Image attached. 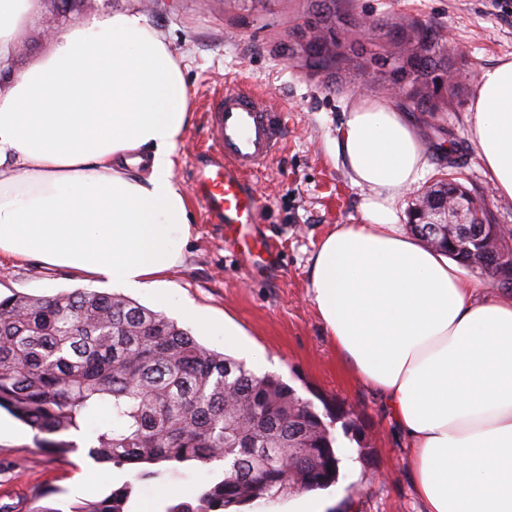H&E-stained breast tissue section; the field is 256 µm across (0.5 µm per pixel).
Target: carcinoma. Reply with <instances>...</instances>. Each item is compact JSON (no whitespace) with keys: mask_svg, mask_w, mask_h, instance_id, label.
<instances>
[{"mask_svg":"<svg viewBox=\"0 0 512 512\" xmlns=\"http://www.w3.org/2000/svg\"><path fill=\"white\" fill-rule=\"evenodd\" d=\"M341 16L329 9L314 32L322 35L327 74L343 78L361 65L343 50ZM398 45L377 58V82L390 83L411 112L436 109L440 93L458 94L457 71L437 34L418 22L399 26ZM478 224H461L448 257L496 288L512 262V225H495L498 245L484 251L487 211ZM0 409L34 432L38 447L66 459L79 450L69 439L93 426L87 456L134 471L137 480L175 471L187 462L224 465L217 481L163 512H228L257 501L336 484L341 458L331 424L365 449L355 414L338 406L320 413L314 403L274 374L258 375L242 360L200 343L166 315L116 294L92 289L52 297L14 294L0 300ZM290 448H311V463L295 475L283 467ZM129 481L68 512H136Z\"/></svg>","mask_w":512,"mask_h":512,"instance_id":"obj_1","label":"carcinoma"}]
</instances>
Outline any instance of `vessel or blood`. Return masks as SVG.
<instances>
[{
	"label": "vessel or blood",
	"mask_w": 512,
	"mask_h": 512,
	"mask_svg": "<svg viewBox=\"0 0 512 512\" xmlns=\"http://www.w3.org/2000/svg\"><path fill=\"white\" fill-rule=\"evenodd\" d=\"M216 152L199 161L195 194L210 219L224 227V243L241 244V228L262 220L265 202L250 182L281 142L274 113L262 95L243 88L225 89L209 107Z\"/></svg>",
	"instance_id": "obj_1"
}]
</instances>
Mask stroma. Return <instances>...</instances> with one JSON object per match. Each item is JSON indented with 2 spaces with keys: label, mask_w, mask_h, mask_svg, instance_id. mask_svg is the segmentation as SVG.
<instances>
[{
  "label": "stroma",
  "mask_w": 512,
  "mask_h": 512,
  "mask_svg": "<svg viewBox=\"0 0 512 512\" xmlns=\"http://www.w3.org/2000/svg\"><path fill=\"white\" fill-rule=\"evenodd\" d=\"M61 0H41L28 37L11 60L21 72L49 49L47 32L82 24L95 15L134 10L160 32L176 54L189 89L191 121L177 150L175 180L193 191L194 171L212 148L206 108L225 88L250 87L266 95L281 114L282 148L256 175L266 200L265 221L250 228L248 250L224 244V227L209 223L192 204L191 236L182 263L164 278L174 304L168 317L209 348L223 350V332H210L182 318L190 302L216 322L231 319L243 333L235 351L257 374L272 373L312 402L342 404L353 410L368 437V458L359 460L356 442L340 438L342 458L336 484L321 490L326 512H421L411 486L406 442L383 395L344 366L320 319L310 290L312 258L324 237L343 224L362 223V189L351 184L336 158L343 112L369 95L396 104L387 86L368 81L336 87L288 59V43L306 32L316 13L314 0H94L62 12ZM394 31L415 19L445 35L446 45L466 79L460 92L444 98L439 112H416L431 167L418 183L425 190L446 174L482 197L493 223L512 225V199L499 197L468 134L474 83L482 69L512 60V0H349L345 26L354 30V48L372 50L384 33L366 31L364 19ZM273 243L266 255L264 243ZM87 280L65 268L0 255V297L15 293L50 296L87 287ZM8 433L0 435V505L29 508L36 491H49L47 505L105 496L130 479L127 471L98 464L84 453L69 460L37 447L34 433L9 413L0 414ZM216 472L200 464L183 467L164 483L139 485L140 512H162L165 505L190 499Z\"/></svg>",
  "instance_id": "1"
}]
</instances>
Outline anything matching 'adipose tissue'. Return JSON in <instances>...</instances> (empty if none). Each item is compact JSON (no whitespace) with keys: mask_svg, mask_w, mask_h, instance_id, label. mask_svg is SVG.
Masks as SVG:
<instances>
[{"mask_svg":"<svg viewBox=\"0 0 512 512\" xmlns=\"http://www.w3.org/2000/svg\"><path fill=\"white\" fill-rule=\"evenodd\" d=\"M41 0H0V254L113 288L160 284L192 213L174 177L188 86L168 42L126 11L68 28L23 72L8 62ZM469 133L512 199V60L483 69ZM336 155L368 188L363 221L312 259L317 312L345 364L377 387L408 446L423 512H512V293L482 298L399 205L430 168L414 123L363 97Z\"/></svg>","mask_w":512,"mask_h":512,"instance_id":"ef3b65f1","label":"adipose tissue"}]
</instances>
